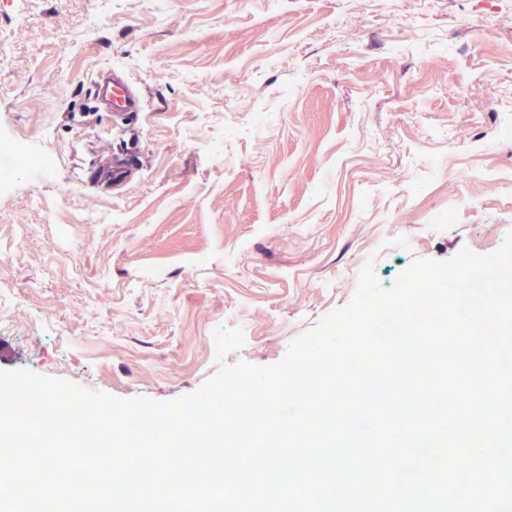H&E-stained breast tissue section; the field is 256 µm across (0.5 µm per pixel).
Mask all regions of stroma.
<instances>
[{"instance_id": "stroma-1", "label": "stroma", "mask_w": 512, "mask_h": 512, "mask_svg": "<svg viewBox=\"0 0 512 512\" xmlns=\"http://www.w3.org/2000/svg\"><path fill=\"white\" fill-rule=\"evenodd\" d=\"M108 69L141 97L117 125ZM0 136L53 161L0 195V371L170 402L280 363L365 263L504 243L512 0H0Z\"/></svg>"}]
</instances>
